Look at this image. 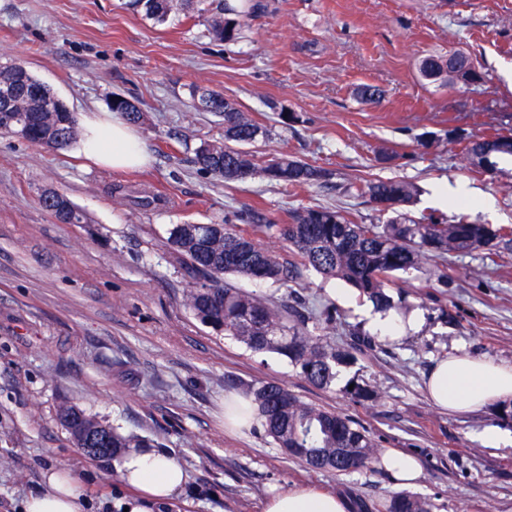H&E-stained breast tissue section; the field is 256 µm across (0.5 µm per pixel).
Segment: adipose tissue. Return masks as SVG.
<instances>
[{
  "label": "adipose tissue",
  "mask_w": 512,
  "mask_h": 512,
  "mask_svg": "<svg viewBox=\"0 0 512 512\" xmlns=\"http://www.w3.org/2000/svg\"><path fill=\"white\" fill-rule=\"evenodd\" d=\"M81 151L96 164L123 170L145 164L150 156L136 132L118 114H94L83 123ZM426 389L434 406L459 414L512 399V365L449 357L432 368ZM117 469L131 495L124 501L128 512H152L155 504L179 494L187 474L171 455L128 451ZM44 491L28 496L24 512H83L81 481L68 469L54 468L44 476ZM264 512H347L339 495L300 484L268 498Z\"/></svg>",
  "instance_id": "adipose-tissue-1"
}]
</instances>
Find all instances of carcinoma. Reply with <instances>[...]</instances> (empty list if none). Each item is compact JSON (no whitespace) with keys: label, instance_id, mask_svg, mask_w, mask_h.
<instances>
[{"label":"carcinoma","instance_id":"1","mask_svg":"<svg viewBox=\"0 0 512 512\" xmlns=\"http://www.w3.org/2000/svg\"><path fill=\"white\" fill-rule=\"evenodd\" d=\"M176 2L188 5L193 0H134L146 15L159 21ZM226 14L239 16L241 10L224 0L208 20L209 34L219 41L235 40L241 29L239 21L224 19ZM419 71L442 86L483 80L470 56L461 51L429 55L420 61ZM198 99L204 111L224 118V142L204 144L196 153L203 172L226 182L258 176L285 190L326 180L325 170L288 155L259 162L246 146L263 134L262 127L219 93L203 89ZM112 111L123 113L133 124L141 120L138 108L124 98L113 100ZM0 133L63 148L78 139L80 129L76 115L66 110L61 98L24 64L14 62L0 65ZM504 140L499 133L464 140L465 167L483 174L496 171L492 158L503 154L498 143ZM360 191L376 211L392 214L387 223L357 224L337 210L313 207L294 213L290 224H266L264 228L276 230L303 266L349 282L384 309L391 307L385 288L395 273L449 254L481 248L492 251L501 244H512L511 226L492 230L464 216L450 223L412 219L403 207L417 194V188L408 181L378 179L367 182ZM42 204L62 224L85 223L84 214L73 211L75 204L62 191L45 192ZM168 240L180 255L188 278L185 303L202 324L235 338L253 352L286 358L300 376L319 389L335 385L336 365L345 354L308 331L309 319L298 310L300 298H295L293 306L286 302L276 306L261 295L223 285L226 276L275 283L292 278V270L274 252L251 233L226 224H175ZM240 393L254 407L265 435L308 468L346 476L379 463L381 451L369 431L348 416L309 404L279 383L244 385ZM346 393L363 402L381 398L378 390L366 384L356 383ZM57 415L77 448L87 447L91 436H107L111 452L104 455L106 459L116 462L128 448L150 447L143 436L110 427L75 404L62 403ZM385 512H431V504L424 498L396 493L387 500Z\"/></svg>","mask_w":512,"mask_h":512}]
</instances>
